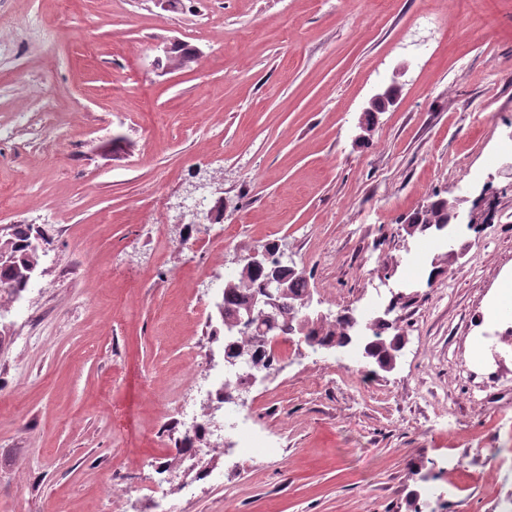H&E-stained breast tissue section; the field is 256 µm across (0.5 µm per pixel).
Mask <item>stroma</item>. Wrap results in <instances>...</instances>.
Here are the masks:
<instances>
[{
  "label": "stroma",
  "mask_w": 512,
  "mask_h": 512,
  "mask_svg": "<svg viewBox=\"0 0 512 512\" xmlns=\"http://www.w3.org/2000/svg\"><path fill=\"white\" fill-rule=\"evenodd\" d=\"M0 229L47 236L0 320V512H494L512 493V0H0ZM182 43L197 58L167 64ZM392 102L372 106L386 88ZM496 217L403 230L438 198ZM276 244L313 311L381 316L405 347L293 340L245 392L281 454L233 432L220 479L184 495L176 418L215 332L220 284ZM212 281L206 297L197 279ZM111 473L113 490L100 486ZM369 344L372 359L379 368L386 367L384 371H392L395 367L397 360L400 357V352L404 344V336H385L381 337L376 334L373 339H367L365 344ZM389 366V367H387ZM392 367V368H390Z\"/></svg>",
  "instance_id": "obj_1"
}]
</instances>
